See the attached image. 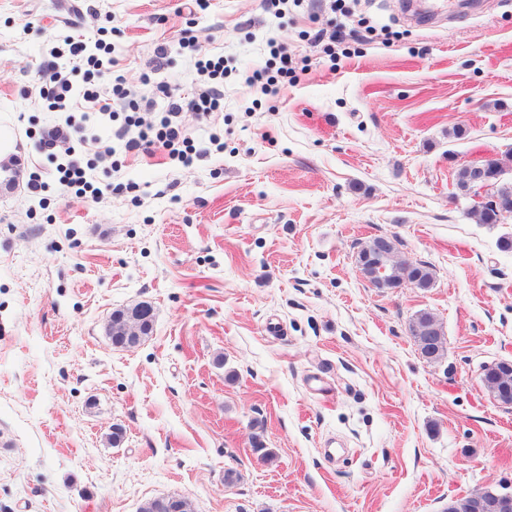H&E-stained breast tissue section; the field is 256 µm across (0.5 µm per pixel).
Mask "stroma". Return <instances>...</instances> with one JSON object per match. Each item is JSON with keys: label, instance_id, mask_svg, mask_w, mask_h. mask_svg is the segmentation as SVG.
<instances>
[{"label": "stroma", "instance_id": "35a3bbf8", "mask_svg": "<svg viewBox=\"0 0 512 512\" xmlns=\"http://www.w3.org/2000/svg\"><path fill=\"white\" fill-rule=\"evenodd\" d=\"M399 2L0 0V512H445L512 492V405L482 379L512 361V219L478 223L454 188L512 152V0L429 24ZM71 28L112 45L114 118L44 94ZM273 43L296 73L265 94L246 77L277 69ZM210 56L223 110L177 117L201 156L126 151L133 104L192 97ZM68 114L98 196L62 190L68 157L40 147ZM377 236L432 287L365 279ZM141 302L152 334L113 347V311ZM422 311L436 363L409 332ZM430 329H437L438 333L429 334ZM409 332L418 346L421 355L428 362H437L445 355L446 339L443 327L439 320L429 312H420L409 325Z\"/></svg>", "mask_w": 512, "mask_h": 512}]
</instances>
